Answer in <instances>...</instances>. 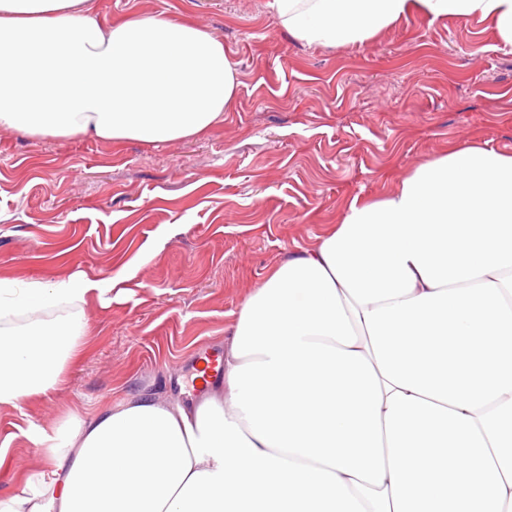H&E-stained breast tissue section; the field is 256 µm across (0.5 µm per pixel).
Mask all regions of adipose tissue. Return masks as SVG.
Returning a JSON list of instances; mask_svg holds the SVG:
<instances>
[{"label":"adipose tissue","mask_w":512,"mask_h":512,"mask_svg":"<svg viewBox=\"0 0 512 512\" xmlns=\"http://www.w3.org/2000/svg\"><path fill=\"white\" fill-rule=\"evenodd\" d=\"M86 2L0 0V129L155 144L223 118L238 81L222 41L163 15L105 24ZM273 6L310 45L363 43L413 12L512 44V0ZM98 289L0 278V407L62 383ZM230 336L223 383L194 399L135 391L32 427L43 464L0 512H512V154L454 147L353 200Z\"/></svg>","instance_id":"ef3b65f1"}]
</instances>
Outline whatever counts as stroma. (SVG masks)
<instances>
[{
    "label": "stroma",
    "instance_id": "35a3bbf8",
    "mask_svg": "<svg viewBox=\"0 0 512 512\" xmlns=\"http://www.w3.org/2000/svg\"><path fill=\"white\" fill-rule=\"evenodd\" d=\"M105 22L191 19L239 82L199 138L120 145L0 129V276L118 289L81 314V360L47 397L0 409V496L39 463L30 425L86 417L191 378L268 274L315 247L354 199L392 192L454 146L512 153V45L485 22L411 14L373 39L297 41L268 0H88Z\"/></svg>",
    "mask_w": 512,
    "mask_h": 512
}]
</instances>
